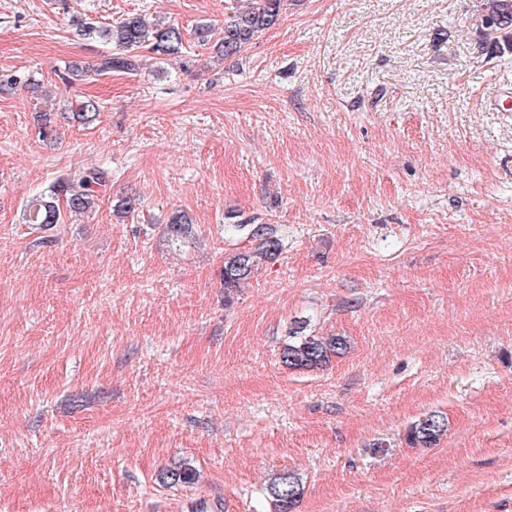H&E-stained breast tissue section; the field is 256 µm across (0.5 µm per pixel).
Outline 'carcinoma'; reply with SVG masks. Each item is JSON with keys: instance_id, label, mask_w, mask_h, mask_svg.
<instances>
[{"instance_id": "carcinoma-1", "label": "carcinoma", "mask_w": 512, "mask_h": 512, "mask_svg": "<svg viewBox=\"0 0 512 512\" xmlns=\"http://www.w3.org/2000/svg\"><path fill=\"white\" fill-rule=\"evenodd\" d=\"M282 0H236L230 15L224 19V28L218 32L214 48L224 58L240 54L259 33L273 27L279 21ZM476 29L490 42L505 38L512 49V0H476L472 14ZM87 39H98L114 45L117 53L105 54L95 69L96 74L112 72L133 73L139 71L141 61L133 51L145 49L155 59L181 52L183 33L173 25L149 27L142 15L129 14L110 26L87 24L80 29ZM100 111L97 101L89 99L81 105L73 117L90 122ZM112 181V174L100 167H90L77 174L56 179L47 190L30 197L24 206V222L38 229L64 222L65 214L82 215L92 211L98 194ZM170 239L183 242L190 239L193 223L185 213L175 214L168 225ZM252 247L224 257V298L238 290L252 278L259 266L277 259L282 250L281 238L270 224L254 226L250 233ZM347 349L343 336H318L304 333L297 327L289 333L281 359L290 369H309L327 363ZM448 430L447 417L431 412L414 422L406 431L405 440L412 448H430L438 444ZM162 482L190 484L196 479V471L188 465L166 469L160 475ZM301 478L292 471L276 474L266 487V496L272 512H293L303 496Z\"/></svg>"}]
</instances>
